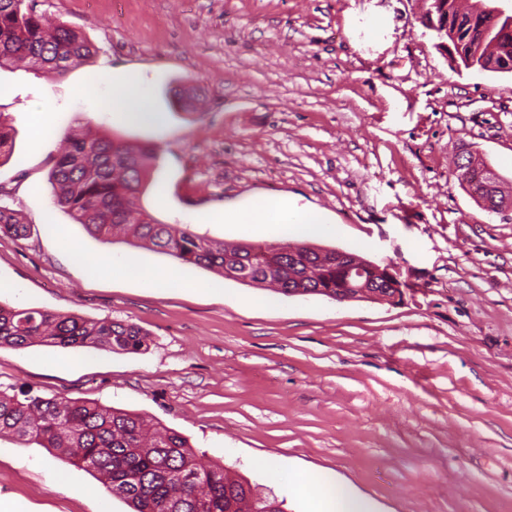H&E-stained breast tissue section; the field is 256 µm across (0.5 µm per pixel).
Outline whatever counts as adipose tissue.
Wrapping results in <instances>:
<instances>
[{"mask_svg":"<svg viewBox=\"0 0 512 512\" xmlns=\"http://www.w3.org/2000/svg\"><path fill=\"white\" fill-rule=\"evenodd\" d=\"M228 224H259L277 235L288 234L292 225L314 224L318 218L305 211L289 209L287 202L262 196L253 198L245 211H225ZM288 487L307 503V512H373L372 503L329 478H318L303 470L288 474Z\"/></svg>","mask_w":512,"mask_h":512,"instance_id":"obj_1","label":"adipose tissue"}]
</instances>
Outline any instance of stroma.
I'll return each mask as SVG.
<instances>
[{
	"label": "stroma",
	"mask_w": 512,
	"mask_h": 512,
	"mask_svg": "<svg viewBox=\"0 0 512 512\" xmlns=\"http://www.w3.org/2000/svg\"><path fill=\"white\" fill-rule=\"evenodd\" d=\"M94 55L64 77L0 69L15 147L0 207V301L138 325L136 353L0 348V389L147 415L207 460L284 499L294 469L333 474L377 512H512V207L482 210L453 175L473 153L512 195V73L458 69L419 0H34ZM105 75L90 101L80 89ZM150 96L161 126L115 117L114 87ZM54 102L58 134L27 114ZM81 126L157 147L138 204L158 222L230 243L254 224L202 222L256 194L314 211L290 240L391 263L402 299L339 303L254 288L181 265L184 286L91 274L104 254L150 268L168 255L104 242L51 203L47 177ZM81 246L63 250L59 234ZM12 512H129L52 449L0 436ZM54 110L53 104L46 101L39 104L33 112L29 113V122L37 143L55 136L56 130L51 120ZM28 224H23L18 215L11 209L0 207V232L17 238L27 235Z\"/></svg>",
	"instance_id": "1"
}]
</instances>
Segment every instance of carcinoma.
I'll list each match as a JSON object with an SVG mask.
<instances>
[{
	"label": "carcinoma",
	"mask_w": 512,
	"mask_h": 512,
	"mask_svg": "<svg viewBox=\"0 0 512 512\" xmlns=\"http://www.w3.org/2000/svg\"><path fill=\"white\" fill-rule=\"evenodd\" d=\"M448 17L461 16L477 29L485 25L474 5L447 0ZM509 34L494 26L473 54L501 51ZM92 55L90 43L60 24L50 30L27 0H0V68L25 62L35 71L65 75ZM12 126L0 113V157L12 151ZM158 159L151 145L132 146L107 134L71 136L48 174L54 204L104 241L119 231L152 245L183 264L217 269L228 279L257 287L277 283L289 296L335 298L336 250L288 241L253 246L229 245L191 230L188 224H162L137 209L148 168ZM11 209L0 207V232L27 235ZM146 333L124 321L86 319L0 302V348L95 347L134 353ZM53 448L95 474L132 512H285V501L263 496L242 476L203 461L180 433L147 417L81 398L18 396L0 390V435Z\"/></svg>",
	"instance_id": "cac0c4a2"
}]
</instances>
